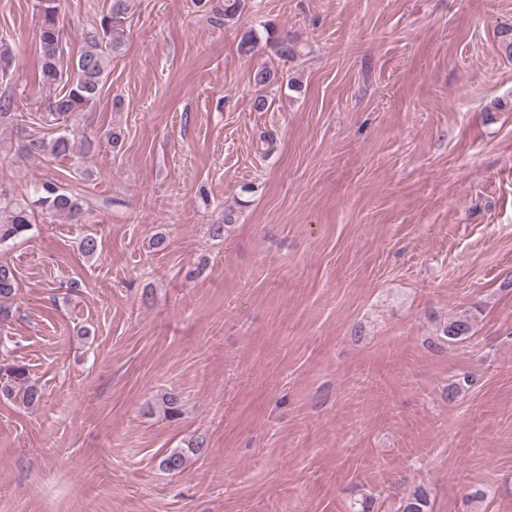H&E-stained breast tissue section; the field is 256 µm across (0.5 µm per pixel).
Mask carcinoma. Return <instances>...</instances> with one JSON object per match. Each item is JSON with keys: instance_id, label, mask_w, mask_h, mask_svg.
<instances>
[{"instance_id": "1", "label": "carcinoma", "mask_w": 512, "mask_h": 512, "mask_svg": "<svg viewBox=\"0 0 512 512\" xmlns=\"http://www.w3.org/2000/svg\"><path fill=\"white\" fill-rule=\"evenodd\" d=\"M130 0H110L107 10L101 12L99 23L86 31L82 47L69 62H64L61 0H36L40 16L38 49L40 58L39 82L50 91L43 109L34 115L37 125L51 127V138L32 134L20 145V152L33 159L68 158L74 147L68 123L89 111L101 98L108 75L112 71V54L120 47L118 30L127 19ZM279 58L292 60L300 54L298 43L288 35L274 40ZM13 53L9 40L0 37V77L10 76ZM49 219L63 215L72 224L85 223L83 199L73 194L58 180H46L25 196H16L0 184V246L26 238L35 221V215ZM17 291L15 271L0 264V318L11 314V305ZM473 324L466 317L448 321L439 331V344L449 347L465 342L472 336ZM0 396L6 399L21 397L28 405L40 402L41 389L32 381L26 364L14 361L0 364ZM165 414L176 419L181 415L182 397L176 391L166 392L161 398ZM204 439L198 437L185 448H176L164 455L159 466L172 473L181 471L191 455L204 448ZM429 495L419 487L401 500L402 512H429Z\"/></svg>"}]
</instances>
